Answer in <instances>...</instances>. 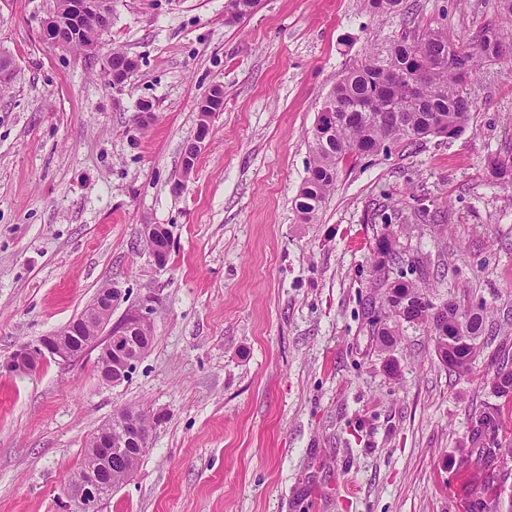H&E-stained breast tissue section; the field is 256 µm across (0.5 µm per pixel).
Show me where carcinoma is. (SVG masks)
Masks as SVG:
<instances>
[{
    "label": "carcinoma",
    "instance_id": "cac0c4a2",
    "mask_svg": "<svg viewBox=\"0 0 512 512\" xmlns=\"http://www.w3.org/2000/svg\"><path fill=\"white\" fill-rule=\"evenodd\" d=\"M374 11L402 12L408 29L384 46L375 47L361 65L339 79L317 113L320 134L313 137L307 177L295 207L310 220L335 187L339 165L353 156L390 153L394 146L409 148L429 136L456 137L469 122L475 104L468 81L482 68L503 59L502 48L512 46V0H498L503 25L488 26L464 44L448 33V25L435 22L413 26L405 0H363ZM259 0H227L224 22L233 24L250 16ZM103 20L91 14L83 19L82 37L71 47L92 54L93 35ZM136 60L114 49L108 57L107 76L133 71ZM376 268L383 273L379 286L388 290L393 309L410 302L407 321L425 323L432 335L438 326L448 328V340L456 344L448 370L466 374L480 350L486 326L484 309L462 308L450 300L438 305L423 289L409 281H389L388 269L403 262L392 234L376 242ZM501 419L489 412L471 417V441L480 446L479 460L488 488L501 474L503 456L498 442ZM141 452L126 457L125 464H109L112 484L119 486L136 468Z\"/></svg>",
    "mask_w": 512,
    "mask_h": 512
}]
</instances>
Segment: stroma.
<instances>
[{
    "mask_svg": "<svg viewBox=\"0 0 512 512\" xmlns=\"http://www.w3.org/2000/svg\"><path fill=\"white\" fill-rule=\"evenodd\" d=\"M225 0H112L105 52L48 44L53 0H0V357L54 333L96 292L152 309V345L130 378L97 380V354L0 374V512H63L89 435L132 409L150 421L133 473L99 512H467L479 471L471 417L512 442V396L491 394L512 351V59L469 86L456 138L347 159L312 221L295 199L315 117L341 75L404 28L359 0H260L240 23ZM419 24L470 37L497 0H407ZM116 48L137 68L113 89ZM224 88L190 177L197 104ZM153 114L140 123L138 107ZM425 208L439 224L416 222ZM171 235L165 269L140 236ZM392 230L390 278L438 281L433 301L485 305L487 345L448 372L427 325L395 317L371 257ZM392 332L390 340L380 328Z\"/></svg>",
    "mask_w": 512,
    "mask_h": 512,
    "instance_id": "35a3bbf8",
    "label": "stroma"
}]
</instances>
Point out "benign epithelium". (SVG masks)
Returning a JSON list of instances; mask_svg holds the SVG:
<instances>
[{"label": "benign epithelium", "instance_id": "obj_1", "mask_svg": "<svg viewBox=\"0 0 512 512\" xmlns=\"http://www.w3.org/2000/svg\"><path fill=\"white\" fill-rule=\"evenodd\" d=\"M111 0H74L71 5L69 19L58 21L47 18L45 26H53L61 35L52 40V45L62 48L69 47L76 35L81 20L88 14L109 15ZM224 97L220 86L212 88L210 93L200 101L198 109L202 129L194 141L188 143L184 150L183 165L194 167L195 162L205 147V140L209 134L210 101ZM143 236L146 241L154 243L153 256L155 264L163 268L166 266L171 247L170 236L166 230L156 224L143 225ZM121 301L118 290L110 287L102 289L87 308L84 315L77 316L61 330L39 336L36 339L20 344L7 359L0 360V372L23 373L32 370V366L47 359H54L63 363H73L82 355V351L73 345L64 342L66 336H77L82 326L95 324L99 338L91 343V349L98 350V378L106 386H115L126 381L136 366L137 354H129L128 349L116 343L112 338V312ZM123 328L117 332L136 341L140 346V353L145 352L152 340V336L139 335L140 329L150 324V308L147 306H133L121 315ZM148 431L142 427L132 426L125 431L113 434L112 424H103L90 436V443L95 446L98 459L119 456L127 450L147 447ZM112 493V482L103 479L99 467H93L83 475L68 484L67 496L77 506L79 512H99L101 501Z\"/></svg>", "mask_w": 512, "mask_h": 512}]
</instances>
